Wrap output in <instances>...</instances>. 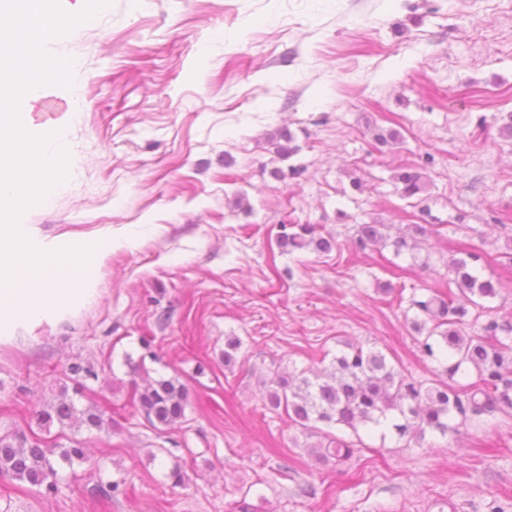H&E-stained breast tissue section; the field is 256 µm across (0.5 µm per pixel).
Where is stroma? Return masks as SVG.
<instances>
[{"instance_id": "35a3bbf8", "label": "stroma", "mask_w": 512, "mask_h": 512, "mask_svg": "<svg viewBox=\"0 0 512 512\" xmlns=\"http://www.w3.org/2000/svg\"><path fill=\"white\" fill-rule=\"evenodd\" d=\"M44 49L72 60L71 83L45 86L31 130L63 127L70 163L19 223L45 244L114 246L64 317L0 343V434L41 433L63 389L110 427L52 426L88 461L59 465L50 497L0 479V512H512V409L461 440L366 434L339 464L311 452L323 431L264 400L275 372L330 367L348 343L436 379L409 300L464 250L512 319V0H110ZM284 129L297 151L282 160L269 139ZM400 166L430 176L422 199L400 196ZM372 221L435 231L355 252ZM285 224L338 247L282 252ZM74 361L98 380L77 387ZM160 377L189 397L157 428L136 397Z\"/></svg>"}]
</instances>
